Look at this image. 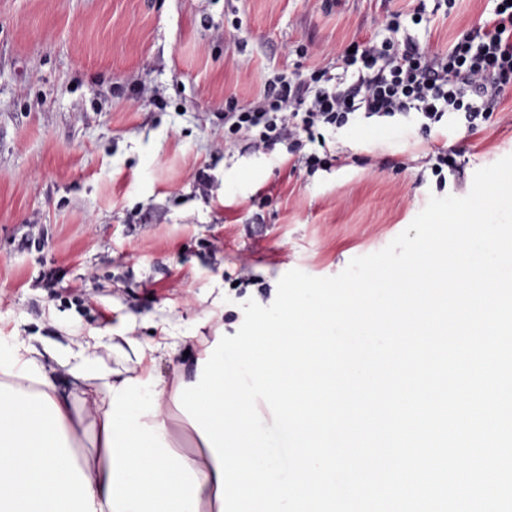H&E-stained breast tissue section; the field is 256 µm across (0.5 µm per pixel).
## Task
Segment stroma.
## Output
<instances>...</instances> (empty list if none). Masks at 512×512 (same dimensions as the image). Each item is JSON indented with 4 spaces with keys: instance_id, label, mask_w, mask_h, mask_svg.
Listing matches in <instances>:
<instances>
[{
    "instance_id": "1",
    "label": "stroma",
    "mask_w": 512,
    "mask_h": 512,
    "mask_svg": "<svg viewBox=\"0 0 512 512\" xmlns=\"http://www.w3.org/2000/svg\"><path fill=\"white\" fill-rule=\"evenodd\" d=\"M420 5L411 33L444 50L487 0H0V347L38 350L64 394L75 381L55 351L78 332L105 337L92 370L128 367L130 336L153 374L190 381L285 273L336 275L430 196L467 195L512 154V89L475 135L359 124L312 175L281 146L224 149L227 97L247 104L276 72L334 65L388 12ZM135 83L139 102L112 92ZM443 143L464 175L440 188L425 159Z\"/></svg>"
}]
</instances>
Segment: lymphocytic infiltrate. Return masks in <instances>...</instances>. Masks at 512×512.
<instances>
[{"label":"lymphocytic infiltrate","instance_id":"obj_1","mask_svg":"<svg viewBox=\"0 0 512 512\" xmlns=\"http://www.w3.org/2000/svg\"><path fill=\"white\" fill-rule=\"evenodd\" d=\"M479 24L434 51L402 33L393 13L383 37L355 42L335 69L279 75L246 105L224 103V148L268 154L285 146L308 173L336 156L327 137L359 120L391 119L443 137L449 126L474 133L512 87V0H494Z\"/></svg>","mask_w":512,"mask_h":512}]
</instances>
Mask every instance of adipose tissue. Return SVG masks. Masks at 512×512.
I'll return each mask as SVG.
<instances>
[{
  "label": "adipose tissue",
  "mask_w": 512,
  "mask_h": 512,
  "mask_svg": "<svg viewBox=\"0 0 512 512\" xmlns=\"http://www.w3.org/2000/svg\"><path fill=\"white\" fill-rule=\"evenodd\" d=\"M74 344L71 400L34 348L0 351V512H220L214 456L189 425L193 449L180 450L169 426L177 387L143 381V346L128 339L131 366L96 376L102 336Z\"/></svg>",
  "instance_id": "adipose-tissue-1"
}]
</instances>
